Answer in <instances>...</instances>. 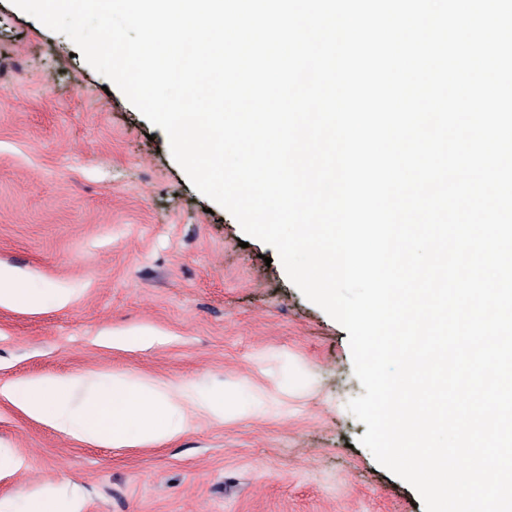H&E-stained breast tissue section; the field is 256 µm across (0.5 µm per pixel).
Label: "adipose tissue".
Returning <instances> with one entry per match:
<instances>
[{"label":"adipose tissue","instance_id":"ef3b65f1","mask_svg":"<svg viewBox=\"0 0 512 512\" xmlns=\"http://www.w3.org/2000/svg\"><path fill=\"white\" fill-rule=\"evenodd\" d=\"M65 306L60 288H28L17 273L0 266V306L40 311L46 300ZM0 396L27 417L46 423L80 441L113 448H134L173 438L194 407L212 417L224 416V394L174 385L147 383L125 374L89 386L86 375L20 378L0 387ZM78 499L48 488L38 493L0 499V512H80Z\"/></svg>","mask_w":512,"mask_h":512}]
</instances>
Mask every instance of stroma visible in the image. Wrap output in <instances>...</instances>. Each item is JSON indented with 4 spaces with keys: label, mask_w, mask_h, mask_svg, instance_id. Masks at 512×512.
<instances>
[{
    "label": "stroma",
    "mask_w": 512,
    "mask_h": 512,
    "mask_svg": "<svg viewBox=\"0 0 512 512\" xmlns=\"http://www.w3.org/2000/svg\"><path fill=\"white\" fill-rule=\"evenodd\" d=\"M275 250L200 194L148 122L74 43L0 0V264L70 302L0 307V386L82 373L224 390L223 421L90 445L0 397L17 470L0 498L52 485L81 512H425L381 466L347 404L364 392L348 332L289 281ZM161 342L105 348L101 333Z\"/></svg>",
    "instance_id": "1"
}]
</instances>
